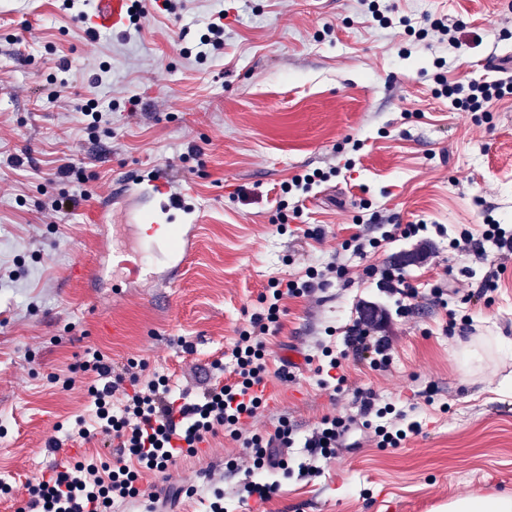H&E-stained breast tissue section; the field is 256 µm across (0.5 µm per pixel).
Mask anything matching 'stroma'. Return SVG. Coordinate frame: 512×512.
Returning a JSON list of instances; mask_svg holds the SVG:
<instances>
[{
  "label": "stroma",
  "mask_w": 512,
  "mask_h": 512,
  "mask_svg": "<svg viewBox=\"0 0 512 512\" xmlns=\"http://www.w3.org/2000/svg\"><path fill=\"white\" fill-rule=\"evenodd\" d=\"M378 3L414 18V31L381 28L362 0H185L180 15L152 13L140 29L93 42L88 22L55 0H0V482L13 487L0 512H16L24 483L55 462L108 455L102 441L71 442L56 428L87 406V378L71 371L87 348L114 371L135 359L174 391L198 392L261 311L271 278L331 262L346 274L285 300L266 338L277 389L249 432H274L285 418L307 434L323 416L356 413L354 391L368 388L414 404L421 434L396 449L356 435L354 449L319 460L317 475L278 474L269 501L245 506L235 497L243 472L225 467L241 443L221 432L167 474L143 473L141 490L162 512H207L212 483L230 512H448L462 496L512 491V263L485 294L488 262L448 246L487 219L512 225V98L460 112L433 94L439 75L463 85L512 76V0ZM220 7L224 47L197 60ZM440 17L460 49L428 36ZM90 99L106 113L93 139L82 115ZM65 163L74 174L64 181L56 170ZM314 170L329 178L295 209L280 187ZM153 171L194 206L176 223L199 227L170 287L166 249L137 224L162 213V196L146 191ZM73 191L87 195L76 210H49ZM420 221L445 232L404 269L420 296L403 318L366 269L426 242L398 236L364 257L342 244ZM137 253L151 272L133 279L123 261ZM448 279L456 290L438 301L431 290ZM368 301L388 315L379 333L391 342V369L352 354L344 391L322 388L312 360L322 345L342 346ZM452 311L472 318V332L447 333ZM54 440L62 446L52 453ZM190 485L197 495L175 497Z\"/></svg>",
  "instance_id": "stroma-1"
}]
</instances>
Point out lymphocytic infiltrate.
<instances>
[{
	"mask_svg": "<svg viewBox=\"0 0 512 512\" xmlns=\"http://www.w3.org/2000/svg\"><path fill=\"white\" fill-rule=\"evenodd\" d=\"M437 96L450 100L454 109L479 112L491 101L512 96V83L482 79L462 86L442 83ZM451 248H464L484 257L494 246L499 258L512 257V226H483L480 238L461 232L451 239ZM319 273L271 281L260 297L262 312L253 314L248 327L240 330L229 348L230 365L214 362L215 371H228L230 380L206 389L191 400L174 396L166 379L147 374L144 362L132 360L122 372L98 351H87L82 372L92 374L87 386L90 412L79 415L67 428L69 439L84 442L103 438L112 448L111 458L68 460L52 465L48 473L27 481V498L17 512H112L113 505L142 498L138 487L139 468L165 472L183 456H195L208 436L224 431L240 440L250 461L249 478L239 491L240 502L255 498L269 500L278 488L272 474L298 466L316 474V457L336 455L345 439L356 432L368 435L381 448H396L422 426L407 410L380 403L370 389L356 390L360 411L352 416H326L304 437H296L287 422H280L273 434H246L249 419L263 404L257 388L268 379L266 335L280 328L283 300L311 296L318 288ZM372 319L362 318L350 326L342 351L324 348L315 367L320 386L341 390L347 378L341 372L348 353H370L373 369L386 371L392 365L389 341L371 334Z\"/></svg>",
	"mask_w": 512,
	"mask_h": 512,
	"instance_id": "1",
	"label": "lymphocytic infiltrate"
}]
</instances>
